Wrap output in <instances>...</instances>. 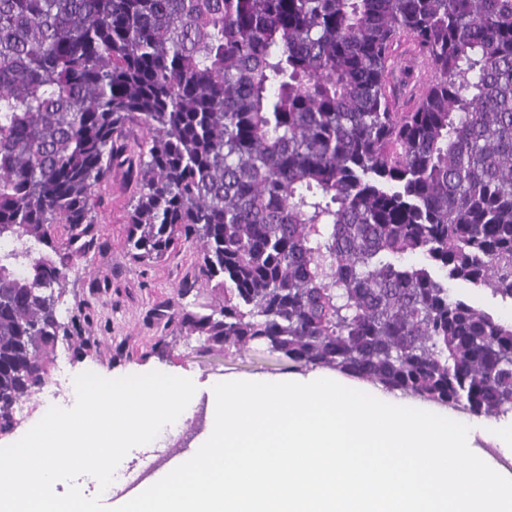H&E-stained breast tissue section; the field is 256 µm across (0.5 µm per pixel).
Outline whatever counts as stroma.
<instances>
[{"label":"stroma","instance_id":"obj_1","mask_svg":"<svg viewBox=\"0 0 512 512\" xmlns=\"http://www.w3.org/2000/svg\"><path fill=\"white\" fill-rule=\"evenodd\" d=\"M133 190L125 169L117 168L101 191V247L75 264L62 305L63 317L74 318L82 333L59 337L48 349L45 389L54 386L61 354L67 372L92 371L105 378L146 365L159 371L187 369L202 382L297 372L295 363L264 345L212 347L202 337L185 335L157 318L158 309L192 305V296L183 295L182 287L194 275L200 250L184 246L158 263L134 262L125 248Z\"/></svg>","mask_w":512,"mask_h":512}]
</instances>
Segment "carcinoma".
<instances>
[{"instance_id": "cac0c4a2", "label": "carcinoma", "mask_w": 512, "mask_h": 512, "mask_svg": "<svg viewBox=\"0 0 512 512\" xmlns=\"http://www.w3.org/2000/svg\"><path fill=\"white\" fill-rule=\"evenodd\" d=\"M124 165L132 259L196 245L184 294H221L166 314L187 334L512 412V323L448 288L512 300V0H0V433ZM412 48L414 46L411 39L405 36L401 37L394 45L395 64L393 71L388 76L389 90L391 86V88L397 87L409 91L418 84L422 77H425L419 68L413 67L412 59L407 56Z\"/></svg>"}]
</instances>
